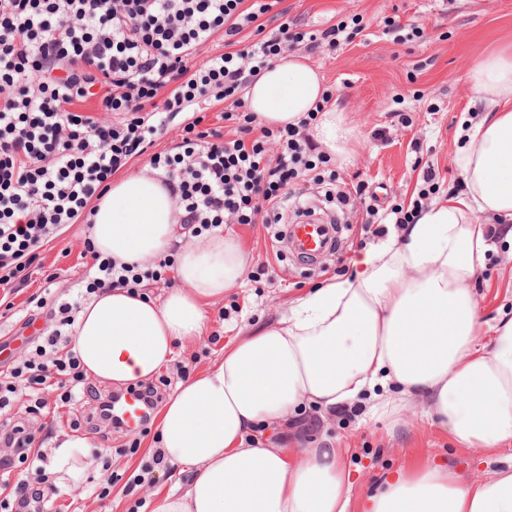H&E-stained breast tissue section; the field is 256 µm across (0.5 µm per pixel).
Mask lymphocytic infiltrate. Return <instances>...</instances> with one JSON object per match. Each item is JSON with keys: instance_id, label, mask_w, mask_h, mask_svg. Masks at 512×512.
Listing matches in <instances>:
<instances>
[{"instance_id": "1", "label": "lymphocytic infiltrate", "mask_w": 512, "mask_h": 512, "mask_svg": "<svg viewBox=\"0 0 512 512\" xmlns=\"http://www.w3.org/2000/svg\"><path fill=\"white\" fill-rule=\"evenodd\" d=\"M279 0H0V288L27 287L41 249L85 219L114 173L148 155L164 172V185L180 212L182 229L198 236L225 224L283 221L299 180L321 181L326 158L314 155L298 127L262 126L244 100L246 77L287 50L346 32L338 23L308 36L281 23L276 37L239 47L237 37ZM223 34V53L193 64L194 52ZM100 99V120L74 105ZM225 102V119H237V138L203 127L200 102ZM184 117L180 143L150 153L154 138ZM92 263L78 296L106 288L136 290L160 270L117 264L86 244ZM74 305L58 302L56 328L30 341L28 357L0 371V495L19 512H43L44 489L12 480L31 464L46 481V449L12 422L18 391L45 406L43 390L56 391L57 406L93 395L81 361L70 349Z\"/></svg>"}]
</instances>
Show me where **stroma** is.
<instances>
[{
	"instance_id": "1",
	"label": "stroma",
	"mask_w": 512,
	"mask_h": 512,
	"mask_svg": "<svg viewBox=\"0 0 512 512\" xmlns=\"http://www.w3.org/2000/svg\"><path fill=\"white\" fill-rule=\"evenodd\" d=\"M281 6L288 21L305 32L317 34L340 22L356 29L353 38L340 45L323 40L314 50H297L319 67L333 102L344 108L355 129L348 159L334 157L328 164L335 180L297 187L306 205L338 213L342 252L326 265L312 266L274 242L275 227L231 225L250 257V268L267 263L273 275L242 279L223 300L209 306L206 336L177 347L172 363L153 378L165 399L180 383L178 366H186L191 376L204 372L235 336L274 322L310 288L348 276L352 255L378 242L361 230L367 208H411L425 187L423 172L430 166L440 194L462 190L458 149L463 144L462 120L470 110L467 72L477 59L512 48V0H282ZM391 20L402 23V30L388 31ZM410 21L418 24V34L406 30ZM359 183L366 189L364 199L342 203L339 191ZM86 229L83 223L72 225L46 245L40 253L44 273L33 274L28 287L14 297L15 313H0V336L11 338L16 356L27 353L13 334L29 298H65L83 277L80 253ZM496 242L472 284L481 318L490 324L500 315L512 314V246L501 236ZM48 272L53 281L45 280ZM215 335L220 338L216 344L211 341ZM43 397L47 406L39 416L29 414L28 397H18L12 409L14 422L49 449L74 431L71 424L76 420L81 423L77 431L89 440L81 451L87 466L84 482L55 489L45 512H152L158 498L186 487L187 474L154 465L150 445L157 440L155 429L124 433L99 419L94 400L58 409L55 392L45 391ZM425 409L422 401H412L405 424L392 432L364 422L359 407L325 416L306 403L295 416L305 445L313 447L325 439L347 449L345 465L358 501L376 479L417 457L452 467L468 479L493 471V462L481 451L460 448L433 425ZM133 440L140 447L131 455L125 447ZM106 483L111 486L109 497L91 496L94 486Z\"/></svg>"
}]
</instances>
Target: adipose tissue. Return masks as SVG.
<instances>
[{"label": "adipose tissue", "mask_w": 512, "mask_h": 512, "mask_svg": "<svg viewBox=\"0 0 512 512\" xmlns=\"http://www.w3.org/2000/svg\"><path fill=\"white\" fill-rule=\"evenodd\" d=\"M483 113L461 148L465 189L433 200L415 223L355 254L350 277L299 298L275 324L224 347L212 368L181 383L158 412L157 446L191 471L185 491L155 512H350L353 483L339 448L302 447L292 429L309 403L333 414L367 401L368 420L396 429L411 399L465 449L500 453L512 441V317L485 325L471 289L495 225L512 222V52L477 61L467 75ZM318 69L287 55L246 90L263 123L318 118L312 137L344 157L354 129L338 106H322ZM170 193L150 169L116 176L95 205L88 236L102 256L154 264L177 252L180 285L164 298L111 288L94 294L74 323L85 373L122 386L150 380L176 344L203 337L207 308L237 288L249 256L233 233L176 246ZM489 343H480L484 332ZM274 427L277 438L256 434ZM88 441L62 440L51 473L78 485ZM363 512H512V462L481 480L430 464L380 479Z\"/></svg>", "instance_id": "adipose-tissue-1"}]
</instances>
